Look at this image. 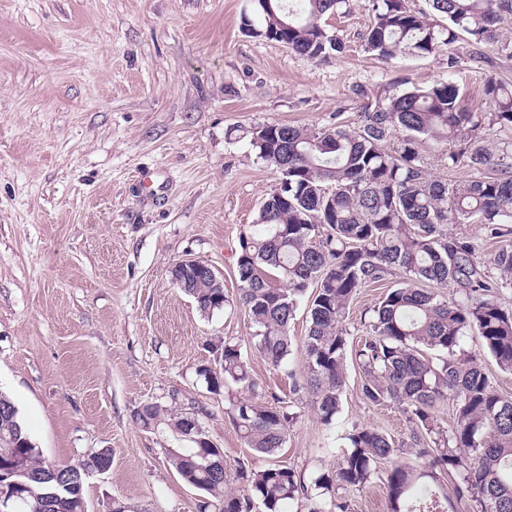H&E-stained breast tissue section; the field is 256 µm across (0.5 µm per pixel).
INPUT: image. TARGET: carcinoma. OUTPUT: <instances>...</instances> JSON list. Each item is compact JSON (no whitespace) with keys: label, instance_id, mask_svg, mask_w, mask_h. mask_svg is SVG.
<instances>
[{"label":"carcinoma","instance_id":"cac0c4a2","mask_svg":"<svg viewBox=\"0 0 512 512\" xmlns=\"http://www.w3.org/2000/svg\"><path fill=\"white\" fill-rule=\"evenodd\" d=\"M407 2L372 0L363 41L381 60L402 53L428 57L463 37L476 45L498 43L501 20L512 15V0H429L444 25ZM348 7L349 0H257L260 26L247 16L243 25L321 62L342 49L327 20ZM484 94L488 126L512 130V85L490 77ZM462 101L458 85L441 82L369 98L351 125L338 118L317 131L279 123L250 131L258 158L281 175L255 224L239 238L235 303L254 326L251 348L288 373L293 392L310 397L324 424L339 411L347 362H355L361 399L398 410L410 424L409 454L417 459L402 463L387 434L353 427L334 470L314 480L322 500L313 512H347L336 491L364 487L382 464L389 512H448V494L434 485L435 468L460 475L453 495L474 503L476 512H512V399L496 390L484 367L487 356L512 372V309L497 298L503 284H512V243L493 256L495 279L477 261L475 246L449 232L454 224H482L493 239L512 235V141L485 140ZM422 138L459 145L448 152V165L463 159L479 176L432 177L419 154ZM394 271L399 283L363 323L370 336L350 345V302ZM171 277L204 315L230 305L224 289L205 276L173 271ZM448 286L451 298L443 292ZM311 288L304 370L297 379L288 371V326ZM471 332L479 339L476 352L462 347ZM219 351L218 367L203 366L198 375L209 392L224 396L245 445L276 454L294 419L288 400L263 398L241 343L226 339ZM448 400L453 421L442 427L436 412ZM192 418L177 404L159 401L143 403L136 413L143 428L168 431L183 443L167 449V458L183 482L204 495L199 512H253L257 503L265 512H282L286 502L306 494L301 477L284 464L255 469L239 461L234 472L224 470L223 450L191 425ZM111 465L107 448L68 465L45 460L14 403L0 393V482L16 500L14 512H84V478Z\"/></svg>","mask_w":512,"mask_h":512}]
</instances>
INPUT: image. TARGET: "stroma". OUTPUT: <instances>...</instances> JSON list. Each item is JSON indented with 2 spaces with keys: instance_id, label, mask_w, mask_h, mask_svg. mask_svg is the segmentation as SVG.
<instances>
[{
  "instance_id": "stroma-1",
  "label": "stroma",
  "mask_w": 512,
  "mask_h": 512,
  "mask_svg": "<svg viewBox=\"0 0 512 512\" xmlns=\"http://www.w3.org/2000/svg\"><path fill=\"white\" fill-rule=\"evenodd\" d=\"M250 11V0H0V393L46 460L110 449L109 471L84 483L87 512H109L115 499L133 512H197L200 492L168 463L174 437L135 419L147 401L174 395L197 411L226 464L268 462L197 374L214 363L209 344L249 343L247 313L202 316L170 276L201 260L236 296L240 234L280 178L250 129L351 123L361 93L409 82L456 83L481 117L486 79L512 83V46L498 43L463 38L448 53L378 60L363 42L371 0L329 18L343 50L322 62L245 33ZM477 49L484 62H473ZM448 151L419 144L432 176L471 179L466 164L449 167ZM398 280L386 275L353 300L351 339L366 338L364 313ZM248 358L267 395L293 406L276 459L305 480L332 470L353 425L408 442L394 407L361 399L357 368L325 425L286 371Z\"/></svg>"
}]
</instances>
